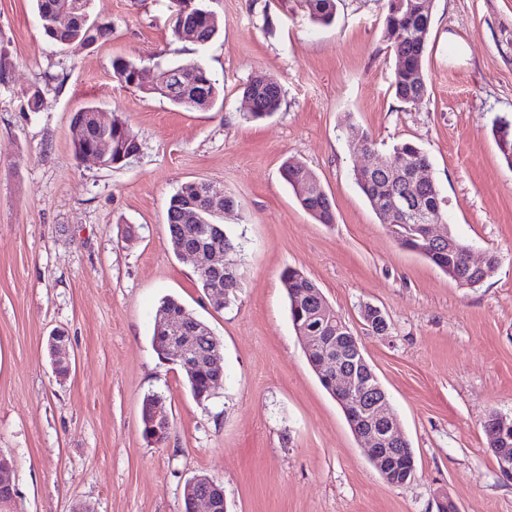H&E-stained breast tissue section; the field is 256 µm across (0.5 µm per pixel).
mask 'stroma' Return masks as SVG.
I'll list each match as a JSON object with an SVG mask.
<instances>
[{"label": "stroma", "mask_w": 512, "mask_h": 512, "mask_svg": "<svg viewBox=\"0 0 512 512\" xmlns=\"http://www.w3.org/2000/svg\"><path fill=\"white\" fill-rule=\"evenodd\" d=\"M210 43L174 37L170 0H92L107 40L62 47L35 0H0V452L15 494L0 512H184L183 489L206 474L227 512H512L482 424L512 419V168L492 126L512 120V0H432L428 94L402 103L384 38L387 0H337L313 25L305 0H205ZM153 79L157 64H205L223 90L187 111L122 82L114 58ZM279 83V112L245 117L243 87ZM41 92L27 111L28 89ZM95 105L122 116L141 151L118 169L75 158L71 120ZM410 140L429 154L444 224L494 273L459 286L401 248L361 195L354 172ZM290 157L317 176L336 211L316 223L281 177ZM189 181L235 200L241 284L213 308L194 264L168 242L170 197ZM313 280L351 328L415 456L387 484L310 367L281 274ZM183 302L221 344L224 380L207 405L152 346L162 298ZM380 309L375 333L363 311ZM68 337L58 378L48 339ZM163 396L171 429L141 432L146 395Z\"/></svg>", "instance_id": "35a3bbf8"}]
</instances>
